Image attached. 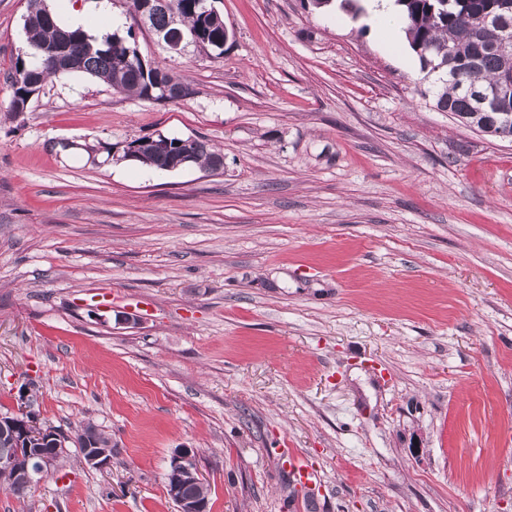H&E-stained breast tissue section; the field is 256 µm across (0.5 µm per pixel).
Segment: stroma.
I'll use <instances>...</instances> for the list:
<instances>
[{
    "instance_id": "stroma-1",
    "label": "stroma",
    "mask_w": 512,
    "mask_h": 512,
    "mask_svg": "<svg viewBox=\"0 0 512 512\" xmlns=\"http://www.w3.org/2000/svg\"><path fill=\"white\" fill-rule=\"evenodd\" d=\"M111 2L189 98L59 75L12 117L28 0H0V412L115 447L0 512H178L182 448L209 512H512V139L349 9L214 0L223 53L174 54ZM159 134L223 169L123 160ZM75 437L80 438L86 436L89 440L90 446L93 448V452L89 453V448L86 450V457L84 459L87 466L96 469H106L112 464V439L108 434L99 428L93 421L88 420L82 423L77 430H75ZM75 437L65 436L61 438L62 446L64 449L67 448V443H73L76 448H79L80 453L84 451L81 447V443ZM102 450V451H95ZM108 454L110 456H108ZM290 473L302 484H314L318 480L316 471L308 464L306 459L298 453H292L284 461Z\"/></svg>"
}]
</instances>
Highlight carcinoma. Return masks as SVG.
<instances>
[{
	"instance_id": "obj_1",
	"label": "carcinoma",
	"mask_w": 512,
	"mask_h": 512,
	"mask_svg": "<svg viewBox=\"0 0 512 512\" xmlns=\"http://www.w3.org/2000/svg\"><path fill=\"white\" fill-rule=\"evenodd\" d=\"M403 6L402 20L411 48L417 53L426 75L438 74L436 107L450 111L477 128L490 124V116L477 110L475 93L495 85L505 71L512 70V54L497 46L502 28H512V0H397ZM179 14L178 28L197 45L224 52V20L202 10L198 0H163V5L148 17L147 23L157 34L171 29L172 16ZM31 47L28 60L18 62L11 76L12 98L9 112L18 116L30 107L33 96L46 80L39 70L38 58L55 54L62 58L58 74L81 73L113 89L141 100L160 102L158 85L173 93L186 87L168 70L142 60L131 43L113 33L96 40L81 29H69L49 22L39 7L29 9L24 24ZM185 139L171 141L166 153L149 147L135 159L158 170L172 171L182 157L208 170L224 166V156L211 150L207 141L195 137L190 145ZM57 430L43 427V433L29 438L32 448H40L59 460L56 451ZM87 437L95 450L112 452V439L92 421L82 423L75 437ZM10 428L0 430V457L12 455L15 466L0 467V486L18 499H25L32 487L16 476L26 459L15 456ZM180 493L186 499L209 502L210 488L192 473L183 476Z\"/></svg>"
}]
</instances>
